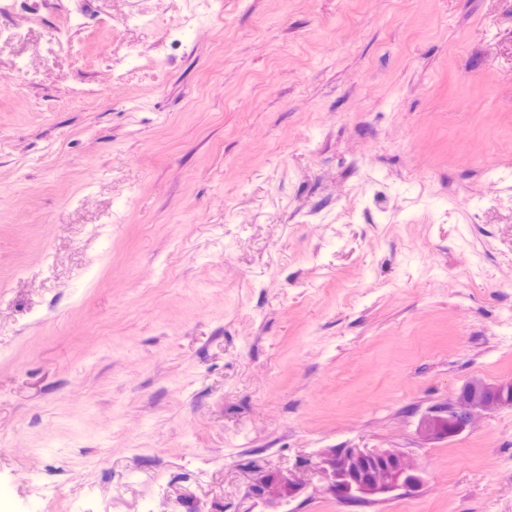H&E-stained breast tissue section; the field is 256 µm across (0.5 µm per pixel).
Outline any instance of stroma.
<instances>
[{
	"label": "stroma",
	"mask_w": 512,
	"mask_h": 512,
	"mask_svg": "<svg viewBox=\"0 0 512 512\" xmlns=\"http://www.w3.org/2000/svg\"><path fill=\"white\" fill-rule=\"evenodd\" d=\"M187 10L0 0L9 512H512V405L416 434L512 380V0ZM351 447L426 482L309 485ZM505 391H512V381L489 386L481 380H472L448 407L424 416L418 424L417 434L426 441L456 436L475 416L504 406L505 403L496 393ZM508 392L502 394L501 398L512 404V392ZM315 470L323 490L342 502H372L396 491L414 493L424 485L420 464L393 448H329ZM305 488L304 484L287 478L279 473L259 474L251 485L254 497L266 507L273 509L269 512H279V507L290 502Z\"/></svg>",
	"instance_id": "stroma-1"
}]
</instances>
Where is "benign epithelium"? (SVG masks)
Listing matches in <instances>:
<instances>
[{
  "mask_svg": "<svg viewBox=\"0 0 512 512\" xmlns=\"http://www.w3.org/2000/svg\"><path fill=\"white\" fill-rule=\"evenodd\" d=\"M505 391H512V381L489 386L473 380L447 407L424 416L417 434L426 441L453 437L475 416L504 406L497 393ZM316 474L323 490L342 502H372L396 491L414 493L424 485L420 464L393 448H329L320 456ZM303 488V483L272 472L259 474L251 485L253 496L271 512H278Z\"/></svg>",
  "mask_w": 512,
  "mask_h": 512,
  "instance_id": "1",
  "label": "benign epithelium"
}]
</instances>
